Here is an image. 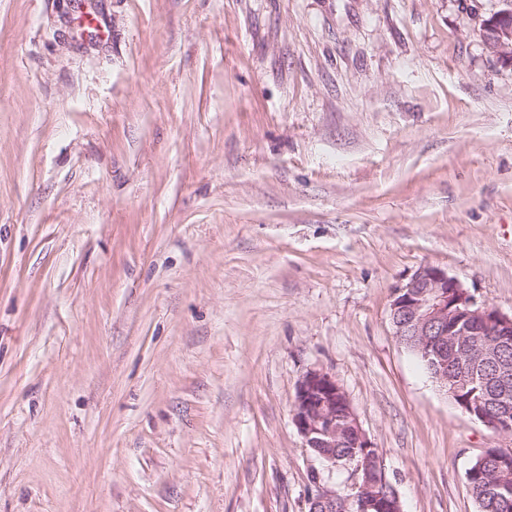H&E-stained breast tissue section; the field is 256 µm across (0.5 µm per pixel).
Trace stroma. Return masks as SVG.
<instances>
[{
  "label": "stroma",
  "instance_id": "1",
  "mask_svg": "<svg viewBox=\"0 0 512 512\" xmlns=\"http://www.w3.org/2000/svg\"><path fill=\"white\" fill-rule=\"evenodd\" d=\"M502 0H0V512H307L332 375L404 512L512 449L397 340L422 265L512 315ZM504 8L489 20L483 37L487 46L500 59L512 62V1L502 0ZM511 18V21H510Z\"/></svg>",
  "mask_w": 512,
  "mask_h": 512
}]
</instances>
